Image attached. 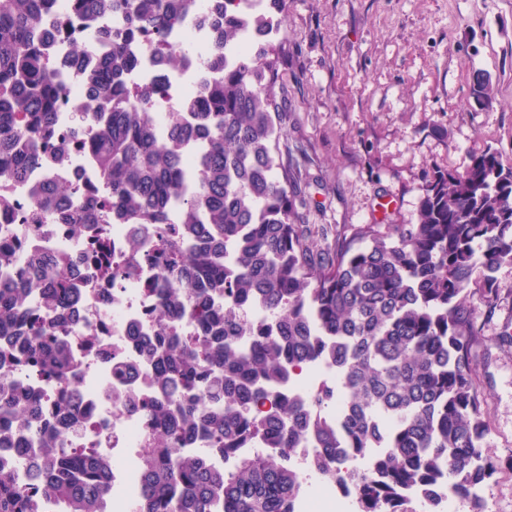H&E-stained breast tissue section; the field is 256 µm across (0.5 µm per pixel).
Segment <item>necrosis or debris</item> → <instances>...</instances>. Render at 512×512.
Returning <instances> with one entry per match:
<instances>
[{
	"label": "necrosis or debris",
	"mask_w": 512,
	"mask_h": 512,
	"mask_svg": "<svg viewBox=\"0 0 512 512\" xmlns=\"http://www.w3.org/2000/svg\"><path fill=\"white\" fill-rule=\"evenodd\" d=\"M69 0H55L53 19H64L67 28L56 32L47 47L53 65L68 59L75 44L88 47L90 58H97L101 47L97 32L120 30L125 17L120 13L100 15L93 26L83 27L68 12ZM141 64L128 80L141 87L158 90V112H166L176 101L192 96L210 72L197 55L188 56L180 70H162L152 54L141 53ZM86 96L81 76L69 77L59 105L56 128L50 146L35 165L27 181L0 177V277L15 275L27 256L35 252L57 254L76 267L81 288L74 305V319L66 341L74 366L65 383H49L40 375L29 377V386L41 397L44 417L59 431L68 448H93L112 462V491L107 512H134L141 494L140 469L150 417L143 406L155 390L152 385L154 365L140 353V337L150 335L160 312V296L154 284L162 269L149 257L151 241L132 248L130 227L112 222L104 227L112 246V261L133 267L132 275L120 285L101 277L90 261L91 230H76L72 225L49 219L38 230H31L27 219L38 201L30 186L51 180L69 179L76 183V200L106 199L111 189L103 183L90 159L94 141L93 122H77ZM63 152L64 162H57L56 152ZM136 363L140 373L139 407L127 402L128 387L120 375L127 363ZM83 397L82 415L87 426L64 424L58 414L70 390ZM354 495L351 481L320 482L317 491L300 500L297 512H349Z\"/></svg>",
	"instance_id": "4bbe7bcc"
}]
</instances>
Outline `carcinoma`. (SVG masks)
I'll use <instances>...</instances> for the list:
<instances>
[{
  "label": "carcinoma",
  "mask_w": 512,
  "mask_h": 512,
  "mask_svg": "<svg viewBox=\"0 0 512 512\" xmlns=\"http://www.w3.org/2000/svg\"><path fill=\"white\" fill-rule=\"evenodd\" d=\"M55 0H0V173L24 180L53 136L65 91L43 38ZM211 0L216 35L208 65L216 72L194 97L165 114L157 134L156 95L126 76L141 44L165 69L183 54L166 40L195 0H70L91 23L107 9L126 15L121 34L98 33L106 50L84 64L85 117L96 123L93 161L112 198L66 210L69 180L34 187L40 209L66 224L131 226L140 243L173 206L183 225L161 230L158 260L174 276L156 283L162 296L153 336L142 344L153 360L143 497L136 512H295L305 480L292 449L310 441L312 471L324 480L356 481V512H444L448 494L487 512L477 491L498 468L483 457L489 431L476 382L483 329L502 298L496 272L512 263V163L487 149L462 173L438 171L426 186L415 224L304 223V195L280 140L286 113L275 103L284 0ZM472 95L491 98L484 76ZM202 141L192 167L196 188L181 190L186 145ZM32 276L0 279V365H25L0 378V434L19 428L35 443V498L0 466V512H106L111 480L106 459L85 448L72 455L38 412L25 374L64 381L73 368L57 335L71 321L67 306L81 288L55 254L31 260ZM46 293L47 314L19 322L29 291ZM264 321L249 323L242 303ZM192 319L197 337L167 324ZM336 369V388L308 401L281 388L306 367ZM262 451L248 454L242 442ZM193 441L196 448L184 451ZM230 458L229 472L210 456Z\"/></svg>",
  "instance_id": "carcinoma-1"
}]
</instances>
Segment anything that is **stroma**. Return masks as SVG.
<instances>
[{"label":"stroma","mask_w":512,"mask_h":512,"mask_svg":"<svg viewBox=\"0 0 512 512\" xmlns=\"http://www.w3.org/2000/svg\"><path fill=\"white\" fill-rule=\"evenodd\" d=\"M283 15L275 99L305 223L413 224L434 171L489 148L512 161V0H284ZM510 322L508 299L476 364L492 512H512V349L494 342Z\"/></svg>","instance_id":"obj_1"}]
</instances>
